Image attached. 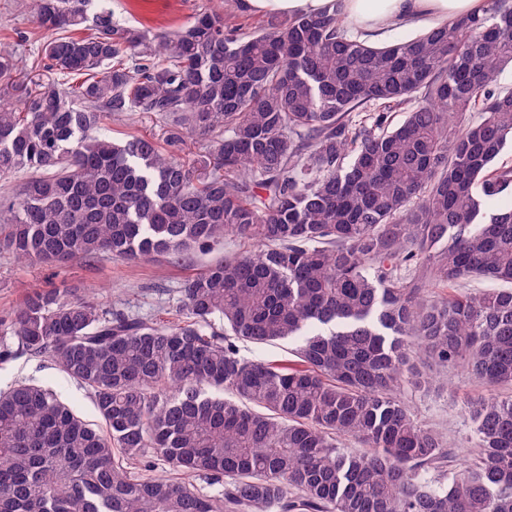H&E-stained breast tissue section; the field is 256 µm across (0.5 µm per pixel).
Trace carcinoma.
<instances>
[{"instance_id": "carcinoma-1", "label": "carcinoma", "mask_w": 512, "mask_h": 512, "mask_svg": "<svg viewBox=\"0 0 512 512\" xmlns=\"http://www.w3.org/2000/svg\"><path fill=\"white\" fill-rule=\"evenodd\" d=\"M106 2L33 0L34 80L0 50V178L31 172L0 198V249L52 270L257 249L185 279L167 321L58 288L19 303L0 360L52 362L98 422L37 382L0 389V512H512V208L483 212L512 199V7L374 44L344 0L253 32L212 7L142 30ZM124 112L168 121L163 142L100 131ZM188 136L207 145L187 160ZM472 278L496 287L426 289ZM427 363L486 390L459 467L404 398Z\"/></svg>"}]
</instances>
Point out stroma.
<instances>
[{
    "label": "stroma",
    "instance_id": "1",
    "mask_svg": "<svg viewBox=\"0 0 512 512\" xmlns=\"http://www.w3.org/2000/svg\"><path fill=\"white\" fill-rule=\"evenodd\" d=\"M30 3L31 0H0V50L14 52L27 62L32 61L47 38L34 21ZM206 4L207 0H110L116 21L152 30L178 28ZM102 126L115 140L133 135H150L160 140L166 131L154 115L139 112L104 117ZM248 248V243L227 238L209 252L194 253L178 263L155 254L139 262L112 259L77 263L57 272L19 264L11 254L0 250V319L29 293L48 288H69L78 295L92 293L114 308L163 317L175 312L183 279L200 272L210 262ZM432 378L428 390L409 393L407 399L418 418L451 444L454 461L465 462L475 448L463 397L480 395L483 388L459 367L434 372ZM29 380L53 389L76 412L94 419V406L85 389L52 363L25 355L0 361V388Z\"/></svg>",
    "mask_w": 512,
    "mask_h": 512
}]
</instances>
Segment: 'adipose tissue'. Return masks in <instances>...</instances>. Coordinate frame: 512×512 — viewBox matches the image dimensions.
I'll list each match as a JSON object with an SVG mask.
<instances>
[{
  "mask_svg": "<svg viewBox=\"0 0 512 512\" xmlns=\"http://www.w3.org/2000/svg\"><path fill=\"white\" fill-rule=\"evenodd\" d=\"M331 0H237L249 15L318 16ZM481 0H344L349 27L377 42L398 29L428 30L477 12Z\"/></svg>",
  "mask_w": 512,
  "mask_h": 512,
  "instance_id": "obj_1",
  "label": "adipose tissue"
}]
</instances>
